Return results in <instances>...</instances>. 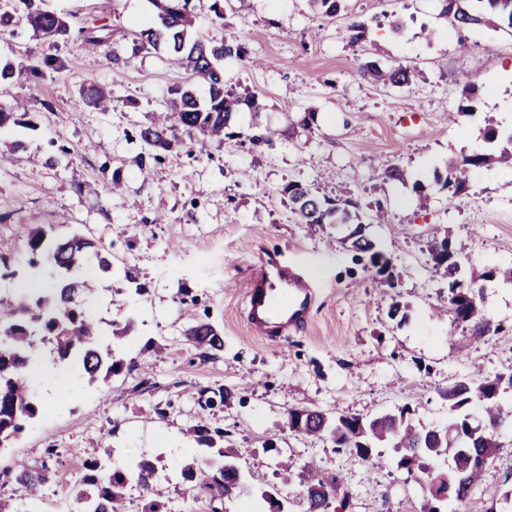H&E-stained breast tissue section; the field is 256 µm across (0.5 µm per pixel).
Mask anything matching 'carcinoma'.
<instances>
[{
    "instance_id": "cac0c4a2",
    "label": "carcinoma",
    "mask_w": 512,
    "mask_h": 512,
    "mask_svg": "<svg viewBox=\"0 0 512 512\" xmlns=\"http://www.w3.org/2000/svg\"><path fill=\"white\" fill-rule=\"evenodd\" d=\"M154 3L158 9L157 22L136 34L140 47L164 45L171 64L207 86L203 99L191 88L174 92L176 98L171 101L170 111L159 113L150 124L139 128L140 141L159 164L164 153L183 145L175 135L177 130L202 142L235 136L232 126L238 118L242 96L224 83L223 63L227 59L247 61L249 57L237 37L216 39L191 34L193 0H154ZM21 4V11L0 7V30L11 29L23 21L44 38L54 41L70 38V20L47 9L45 0H21ZM445 12L453 13L451 26L456 30L482 26L512 30V0H450ZM368 30L366 21L350 22L346 27L348 44L352 47L361 44ZM361 71L383 85L407 86L413 78V70L400 63L381 66L367 61ZM84 95L90 106L109 111L111 96L97 84H89ZM23 111L25 108L19 103L8 110L0 109V130L22 123L18 113ZM483 141L486 147L448 164L441 183V189L448 191V202H453L465 190L468 173L479 169H512V134L504 137L497 128L488 126ZM380 178L402 184L408 181L405 169L394 163L384 165ZM283 192L288 196L292 213L302 224L385 223V213L381 210L363 218L351 197L320 196L310 185L298 180L288 182ZM26 244L28 266L34 274H41L42 266L49 264L60 277L54 287L34 292L18 304L0 299V447L17 438L39 414L29 372L39 344L50 345L59 360L73 361L89 382H98L104 389L123 367V360L117 357L112 343L102 339L99 325L74 304L75 296L82 291L81 282L74 274L85 268L89 257H95L101 272L111 270L112 263L104 248L79 234L52 239L40 224L31 226ZM353 247L370 254L373 265H378L381 253L375 250L371 239L359 234ZM428 252L435 271L448 279V303L456 305L457 310L451 325L469 327L475 338L493 329L500 330L498 325L490 328L491 319L480 306L482 289L473 293L462 287L459 274L465 258L464 247L453 246L445 237L430 244ZM188 336L206 352L224 349V338L209 323L192 327ZM509 393L512 394V373L463 377L445 390L448 422L428 430L412 424V409L408 405L370 418L341 415L335 419L317 407L291 408L287 426L307 438L327 439L336 451H353L359 460L368 463L373 462L374 449H395L400 453L397 468L410 474L416 470L434 474L431 484L438 485L437 492L444 493L440 499L430 495L423 512H458V507L479 488L485 462L500 447L499 435L492 426L512 425V410L503 405V397ZM473 405L482 410V421L477 424L470 413ZM227 436L229 433L219 428H196L197 444L217 449L225 462L214 473H200L192 466L182 471L183 479L190 482L203 476L202 486L209 490L212 500L234 497L242 483V474L232 462V452L224 448ZM86 470L81 482L93 487V491L78 498L81 512H125V492L133 481L153 494L148 512H163L164 491L153 484L154 461L142 459L127 470H110L94 459L86 464ZM303 472L308 475V484L325 488L320 495H306V512H330L332 501L343 490L339 477L319 475L311 463L303 466ZM14 481L22 495L34 498L46 478L40 471L20 464L15 468Z\"/></svg>"
}]
</instances>
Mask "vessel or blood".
<instances>
[{
    "mask_svg": "<svg viewBox=\"0 0 512 512\" xmlns=\"http://www.w3.org/2000/svg\"><path fill=\"white\" fill-rule=\"evenodd\" d=\"M316 299L317 290L301 268L270 254L250 282L245 320L254 335L278 343L307 328Z\"/></svg>",
    "mask_w": 512,
    "mask_h": 512,
    "instance_id": "obj_1",
    "label": "vessel or blood"
}]
</instances>
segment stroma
I'll list each match as a JSON object with an SVG mask.
<instances>
[{
	"label": "stroma",
	"instance_id": "35a3bbf8",
	"mask_svg": "<svg viewBox=\"0 0 512 512\" xmlns=\"http://www.w3.org/2000/svg\"><path fill=\"white\" fill-rule=\"evenodd\" d=\"M196 0V26L215 37L237 35L248 62L224 64V81L255 94L256 107L242 106L236 134L200 146L185 137L164 155L166 177L145 173L153 164L135 132L149 124L175 88L191 86L189 75L168 62L165 48L140 49L134 31L152 26L150 0H46L103 43L84 50L81 38L53 43L32 30L0 33V67L19 68L51 56L63 72L0 84V107L25 100V123L10 127L27 152L57 155L55 164H30L26 154L0 161V258L17 271L0 278V298L17 300L28 281V225H44L63 238L78 232L93 238L112 260L111 292L89 265L79 276L76 302L102 329L134 320L130 336L114 346L125 367L100 392L69 365L41 350L32 390L45 408L9 447L0 449V494L14 495L17 512H77L78 489L57 484V473L80 475L85 461L111 449V464L147 458L157 463L155 482L167 488L166 512H211L210 496L183 481L189 464L213 458L197 445L194 428L228 430L226 447L245 474L240 491L223 512H250L262 491L281 489L289 512H305L306 478L280 483V465L315 461L338 474L348 497L340 512H421L430 477L396 470L384 449L379 467L333 452L286 426L291 408L319 407L332 416L371 417L410 404L416 426L448 420L442 392L471 365L484 372L512 368V283L486 282L482 305L503 325L480 340L449 329L436 308L448 297V282L435 272L427 246L449 238L468 245L463 286L487 271L512 267V173L475 171L467 188L448 201L435 177L449 160L482 147L486 126L512 121V35L486 28L455 32L444 0H344L333 17L309 0ZM357 16L375 19L360 46L344 31ZM400 31H393L392 21ZM401 62L415 71L411 85L391 87L363 76L361 62ZM481 63L483 85L466 95L463 77ZM95 82L111 92L107 112L85 106L83 90ZM473 110L449 121L459 104ZM311 112L314 132L286 120ZM272 124L283 134L274 145H253L258 128ZM403 167L408 184L376 179L381 160ZM122 190L107 191L113 173ZM291 180L318 194L350 191L364 212L383 208L385 224L364 234L389 260L387 284L368 254L353 248L349 224H302L282 189ZM427 185L429 209H419L413 181ZM165 223H155L158 212ZM274 253L303 267L318 295L306 332L272 344L254 336L244 320L249 281L261 260ZM399 317H390L392 306ZM208 323L224 338L209 356L188 336ZM68 376L55 391L53 373ZM230 388V402L201 410V389ZM483 471L479 489L459 512H504L512 491V435ZM46 467L40 496L16 494V463Z\"/></svg>",
	"mask_w": 512,
	"mask_h": 512
}]
</instances>
